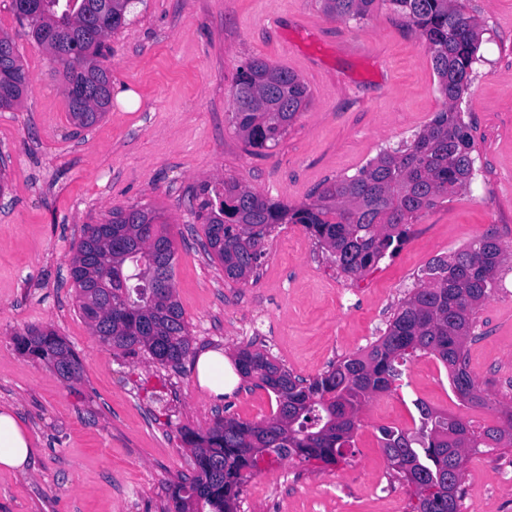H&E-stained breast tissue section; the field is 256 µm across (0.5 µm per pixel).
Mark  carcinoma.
Instances as JSON below:
<instances>
[{
  "mask_svg": "<svg viewBox=\"0 0 512 512\" xmlns=\"http://www.w3.org/2000/svg\"><path fill=\"white\" fill-rule=\"evenodd\" d=\"M377 1L407 19L431 53L443 109L413 138L382 150L354 176L324 183L299 206L253 191L236 179L205 181L193 199L204 229V250L239 283L258 276L267 237L279 224H301L336 267L361 277L393 253L408 224L457 194L474 175L470 127L456 103L467 92L476 62L477 35L464 0H322L331 17L362 19ZM129 0H12L17 20L64 68L65 86L89 90L68 99L80 127L97 124L112 96V75L102 58L105 38L122 28ZM28 76L13 39L0 33V108L26 92ZM233 121L258 151L278 145L309 104L307 86L261 58L238 70ZM70 261L79 311L99 341L124 354L147 353L177 367L190 356L191 339L173 286L174 246L169 225L145 206L112 210L101 224H86ZM504 248L486 234L429 263L414 288L369 348L344 357L312 379L293 375L249 344L239 349V375L276 397V411L259 422L217 415L204 433L181 432L194 460L193 475L171 484L169 512H235L244 484L259 473L253 450L277 460H317L327 466L353 454L359 413L374 395L389 392L408 359L436 356L448 368L457 397L480 405L466 344L475 338L476 311L497 286ZM22 355L41 361L66 382L79 380L82 364L51 328L29 327L14 337ZM415 432L383 428L381 448L391 468L412 487V512H460L463 463L473 448H512V408L502 423L481 431L459 418L415 403Z\"/></svg>",
  "mask_w": 512,
  "mask_h": 512,
  "instance_id": "1",
  "label": "carcinoma"
}]
</instances>
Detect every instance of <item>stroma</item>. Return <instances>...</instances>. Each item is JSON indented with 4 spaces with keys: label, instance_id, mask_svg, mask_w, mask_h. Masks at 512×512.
Segmentation results:
<instances>
[{
    "label": "stroma",
    "instance_id": "35a3bbf8",
    "mask_svg": "<svg viewBox=\"0 0 512 512\" xmlns=\"http://www.w3.org/2000/svg\"><path fill=\"white\" fill-rule=\"evenodd\" d=\"M466 5L479 35L459 103L474 140L471 184L423 212L399 251L361 278L340 273L302 225L282 224L259 277L235 283L190 232L194 191L234 177L298 205L423 129L443 99L406 19L382 4L355 21L326 15L321 0H138L106 44L113 93L133 91L139 106L111 102L79 131L59 63L0 0V30L29 77L23 100L0 109V406L15 410L36 450L28 477L0 470V512H163L170 482L192 472L181 429L206 431L222 411L258 421L276 409L253 382L218 400L198 385L193 360L161 366L99 342L78 309L69 257L82 225L116 208L147 206L169 224L194 353L231 357L256 341L306 379L381 336L432 259L490 231L509 251L467 345L484 405L461 402L436 357L411 358L396 390L364 408L352 456L334 467L264 463L237 512H410L413 491L391 470L380 427L414 431L418 400L478 430L512 407V0ZM255 57L287 68L310 93L287 136L259 154L232 123L237 70ZM30 326L71 344L78 382L17 351L14 335ZM464 482L461 512H512V448L471 451Z\"/></svg>",
    "mask_w": 512,
    "mask_h": 512
}]
</instances>
